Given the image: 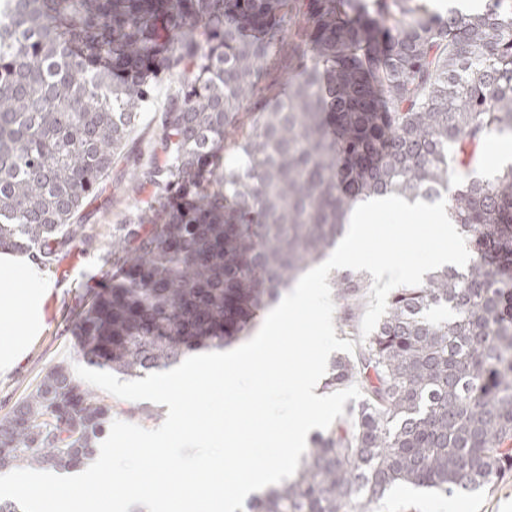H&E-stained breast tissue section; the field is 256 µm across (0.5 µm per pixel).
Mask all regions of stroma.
<instances>
[{"instance_id": "1", "label": "stroma", "mask_w": 512, "mask_h": 512, "mask_svg": "<svg viewBox=\"0 0 512 512\" xmlns=\"http://www.w3.org/2000/svg\"><path fill=\"white\" fill-rule=\"evenodd\" d=\"M172 89V83L159 82L152 102L141 112L131 134L129 144L139 152L142 161H149L158 145L159 111ZM149 196V191L132 189L126 163L118 162L106 193L86 208L87 222L97 233L92 246L77 250L75 258H64L47 270L54 288L43 304L42 332L13 370L0 373V417L13 409L50 366L81 364L82 345L74 339L71 321L107 280L112 225L128 221ZM409 503L416 504L419 512H512V476L494 488L463 497L402 485L381 500L373 512H404Z\"/></svg>"}]
</instances>
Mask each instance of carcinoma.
I'll return each mask as SVG.
<instances>
[{"label": "carcinoma", "mask_w": 512, "mask_h": 512, "mask_svg": "<svg viewBox=\"0 0 512 512\" xmlns=\"http://www.w3.org/2000/svg\"><path fill=\"white\" fill-rule=\"evenodd\" d=\"M0 251L50 265L92 245L83 214L172 80L152 197L112 225V280L72 325L84 358L129 378L243 336L344 235L367 197L432 202L473 253L396 289L325 386L358 403L314 436L296 476L246 512H371L394 487L495 486L512 472V165L471 176L512 133V0H5ZM273 73L291 76L272 92ZM347 301L362 288L334 276ZM112 404L54 365L0 418V473L78 470Z\"/></svg>", "instance_id": "obj_1"}]
</instances>
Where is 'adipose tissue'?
<instances>
[{"instance_id": "ef3b65f1", "label": "adipose tissue", "mask_w": 512, "mask_h": 512, "mask_svg": "<svg viewBox=\"0 0 512 512\" xmlns=\"http://www.w3.org/2000/svg\"><path fill=\"white\" fill-rule=\"evenodd\" d=\"M53 281L28 255L0 253V372L11 370L41 329V303Z\"/></svg>"}]
</instances>
